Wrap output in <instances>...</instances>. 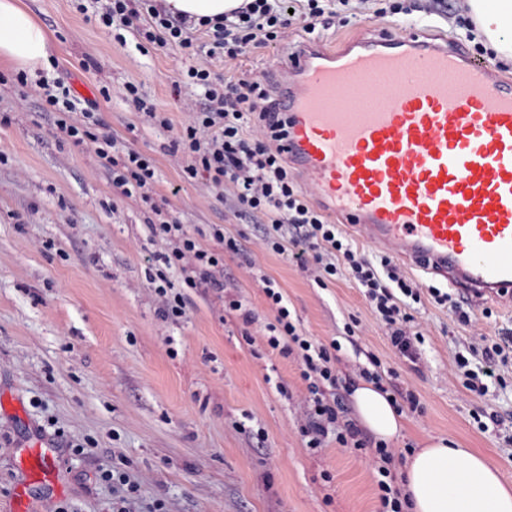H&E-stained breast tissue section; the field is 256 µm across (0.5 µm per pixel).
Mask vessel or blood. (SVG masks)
<instances>
[{"mask_svg":"<svg viewBox=\"0 0 512 512\" xmlns=\"http://www.w3.org/2000/svg\"><path fill=\"white\" fill-rule=\"evenodd\" d=\"M288 154L359 238L465 301L512 296V81L449 43L307 44L278 73ZM382 105L353 109L356 95Z\"/></svg>","mask_w":512,"mask_h":512,"instance_id":"b4317fda","label":"vessel or blood"}]
</instances>
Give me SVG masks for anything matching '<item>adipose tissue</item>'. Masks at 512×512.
<instances>
[{
	"instance_id": "1",
	"label": "adipose tissue",
	"mask_w": 512,
	"mask_h": 512,
	"mask_svg": "<svg viewBox=\"0 0 512 512\" xmlns=\"http://www.w3.org/2000/svg\"><path fill=\"white\" fill-rule=\"evenodd\" d=\"M475 37L485 48L512 62V0H467ZM49 31L21 5L0 0V62L33 73L51 56ZM361 425L377 439L400 435L404 420L373 383L361 382L351 395ZM403 488L410 512H512V482L486 457L451 437H433L408 456Z\"/></svg>"
}]
</instances>
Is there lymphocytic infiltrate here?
Listing matches in <instances>:
<instances>
[{"label": "lymphocytic infiltrate", "instance_id": "1", "mask_svg": "<svg viewBox=\"0 0 512 512\" xmlns=\"http://www.w3.org/2000/svg\"><path fill=\"white\" fill-rule=\"evenodd\" d=\"M303 18V30L320 36L329 20L321 0H246L225 13L212 25L209 55H241L249 45L274 41L281 28ZM95 24L105 30H123L137 41L160 48L198 51L194 25L184 17H172L150 0L133 5L132 0H99ZM185 83L202 96L192 123L174 138L171 149L186 159L184 177L202 180L220 190L225 184L236 188L234 205L239 216L256 221L262 246L270 252L291 256L301 267H313L319 287L340 278L359 288L376 317L385 324L390 343L410 362L420 359V334L410 333L412 308L421 301L419 286L403 275L390 257L369 259L340 225L329 221L307 199L288 168V109L271 85L224 81L209 66L189 67ZM41 111L52 114L55 126L73 144L92 142L95 152L109 167L112 184L122 196L137 197L149 205L153 217L147 225L152 238L168 243L157 257L162 269L151 284L165 299L164 318L178 320L187 310L183 291H176L169 272L181 275L185 288L223 291L225 252L245 254L241 239L225 235L220 224L208 232L189 230L180 219L157 206L152 195L156 181L151 159L121 146L111 134H93L100 125L96 102H78L62 81L43 84L39 95ZM210 235L212 245L202 242ZM261 288L274 314L265 338L269 349L294 356L301 364L307 383L305 421L300 428L308 447H321L324 438L334 437L343 448L368 452L377 472L378 512H409V501L398 486L395 474L397 455L387 443L369 437L351 418L346 398L355 379L374 383L388 393L398 412L423 414L416 392L394 383V371L386 369L373 353L351 373L336 369L342 346L308 336L290 310L277 283L261 277ZM512 362V341L505 337L480 335L454 356L455 378L471 394L487 395L490 385L502 383L501 366Z\"/></svg>", "mask_w": 512, "mask_h": 512}]
</instances>
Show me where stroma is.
<instances>
[{"label": "stroma", "instance_id": "1", "mask_svg": "<svg viewBox=\"0 0 512 512\" xmlns=\"http://www.w3.org/2000/svg\"><path fill=\"white\" fill-rule=\"evenodd\" d=\"M21 2L47 28L55 51L48 68L24 78L0 65V512H15L21 493L29 512H377L366 451L332 440L317 451L300 436L306 384L294 357L261 342L273 315L260 275L277 282L304 330L323 342L358 320V343L343 344L341 370L362 347L419 393L424 414L407 417L393 448L403 453L449 435L512 480V384L479 398L453 378L461 342L481 333L512 337V304L487 301L492 317L464 326L423 297L414 311L422 358L411 363L352 282L318 287L310 271L262 249L255 223L232 208V188L219 193L185 180L170 152L199 101L194 88L175 87L179 72L205 64L227 78L264 81L291 64L304 38L300 24L232 59L191 58L132 39L119 43L70 0ZM443 8L442 0H349L347 17L333 18L322 41L409 38L397 17L407 9L422 33L465 44L512 77V64L476 50ZM56 78L75 94L108 88L109 99L99 103L105 129L153 159L155 199L170 213L193 230L220 224L227 235L245 236L254 264L225 253L224 282L242 286L255 323L225 315L221 293L201 288L185 289L184 319L162 317L150 281L167 245L149 235V208L113 187L93 143L73 145L40 111L39 85ZM130 83L168 114L171 129L143 120L126 97ZM247 333L254 345L245 343ZM277 380L287 394L276 391ZM484 407L498 411L503 425L480 429L473 415ZM36 434L54 447L56 484L21 466ZM112 469L125 473L126 487L98 479Z\"/></svg>", "mask_w": 512, "mask_h": 512}]
</instances>
